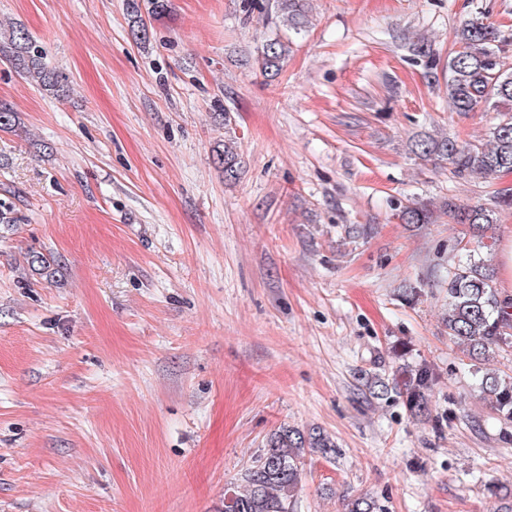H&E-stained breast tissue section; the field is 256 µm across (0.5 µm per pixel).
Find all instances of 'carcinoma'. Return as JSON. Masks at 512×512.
<instances>
[{
  "label": "carcinoma",
  "mask_w": 512,
  "mask_h": 512,
  "mask_svg": "<svg viewBox=\"0 0 512 512\" xmlns=\"http://www.w3.org/2000/svg\"><path fill=\"white\" fill-rule=\"evenodd\" d=\"M155 18L169 11V0H126L130 18V35L136 42L147 39L142 18V2ZM275 8L288 27L296 32L309 22L308 0H275ZM505 39L498 29L484 22L480 14L465 21L455 32V51L448 57V105L455 112H474L484 107L499 114L485 138L476 144H460L446 136L420 134L411 140V152L422 161L445 162L459 177L480 176L498 179L512 171V69L502 60ZM426 69L429 82L436 81L439 62L423 41L409 46ZM290 52V42L280 36L265 40L257 49L254 62L262 74L275 79L283 69ZM0 59L18 74L31 79L45 94L61 97L66 93L67 77L49 68L42 48L34 42L22 25L0 29ZM19 113L0 105V131L23 132ZM224 165V178L233 180L239 171L236 146L224 142L216 150ZM443 210L457 224H466L472 247L464 249L463 259L448 270L447 303L442 323L448 336L467 359L488 361L512 349V295L497 288L494 268L481 256L491 250L486 243L488 231L496 223V211L486 207H461L446 202ZM434 209L427 203L415 202L403 207L401 220L406 224H429ZM52 260L40 252L28 255L30 271L42 277L54 273ZM364 386L378 398L397 397L411 417L431 413V396L439 375L428 363L407 366L391 378L380 375L361 376ZM483 398L487 399L504 423L512 422V376L493 370L477 378ZM326 459L336 456V441L319 428L301 430L280 426L268 436L264 448L252 458L241 474V483L224 491V512H293L295 497L301 485L302 466L306 455ZM345 512H375V504L364 495L350 498Z\"/></svg>",
  "instance_id": "1"
}]
</instances>
